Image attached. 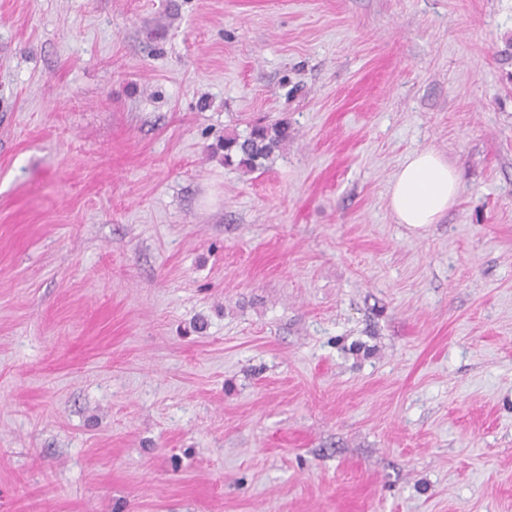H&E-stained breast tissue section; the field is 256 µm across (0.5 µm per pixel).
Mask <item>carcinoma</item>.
Segmentation results:
<instances>
[{
    "label": "carcinoma",
    "instance_id": "carcinoma-1",
    "mask_svg": "<svg viewBox=\"0 0 512 512\" xmlns=\"http://www.w3.org/2000/svg\"><path fill=\"white\" fill-rule=\"evenodd\" d=\"M288 142V122L255 125L242 137L230 133L224 137V161L238 158V165L247 171L265 166L273 154Z\"/></svg>",
    "mask_w": 512,
    "mask_h": 512
}]
</instances>
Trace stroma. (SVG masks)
Returning <instances> with one entry per match:
<instances>
[{
	"mask_svg": "<svg viewBox=\"0 0 512 512\" xmlns=\"http://www.w3.org/2000/svg\"><path fill=\"white\" fill-rule=\"evenodd\" d=\"M0 512H512V0H0ZM288 142V122L255 125L241 137L230 133L224 137V161L238 158V165L246 171L263 168L273 154ZM459 176L444 158L431 150L409 154L391 185L389 206L398 223L434 224L455 203Z\"/></svg>",
	"mask_w": 512,
	"mask_h": 512,
	"instance_id": "obj_1",
	"label": "stroma"
}]
</instances>
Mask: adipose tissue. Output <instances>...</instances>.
Returning <instances> with one entry per match:
<instances>
[{
  "mask_svg": "<svg viewBox=\"0 0 512 512\" xmlns=\"http://www.w3.org/2000/svg\"><path fill=\"white\" fill-rule=\"evenodd\" d=\"M456 170L431 150L409 154L391 185L389 206L398 223L420 226L438 221L459 193Z\"/></svg>",
  "mask_w": 512,
  "mask_h": 512,
  "instance_id": "obj_1",
  "label": "adipose tissue"
}]
</instances>
